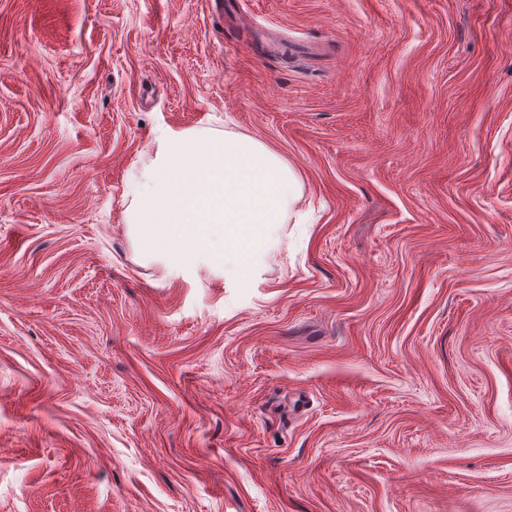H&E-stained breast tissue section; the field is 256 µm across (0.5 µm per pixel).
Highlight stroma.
<instances>
[{
    "label": "stroma",
    "instance_id": "35a3bbf8",
    "mask_svg": "<svg viewBox=\"0 0 512 512\" xmlns=\"http://www.w3.org/2000/svg\"><path fill=\"white\" fill-rule=\"evenodd\" d=\"M220 9L0 0V512H512V0ZM196 128L300 180L249 282L128 234Z\"/></svg>",
    "mask_w": 512,
    "mask_h": 512
}]
</instances>
